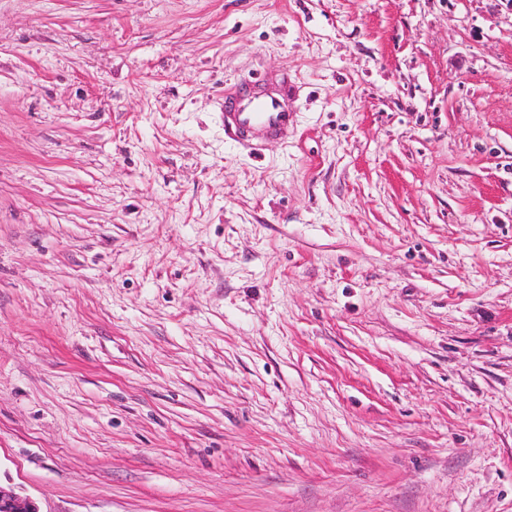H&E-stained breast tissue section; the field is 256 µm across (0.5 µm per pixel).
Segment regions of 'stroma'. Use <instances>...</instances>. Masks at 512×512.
I'll use <instances>...</instances> for the list:
<instances>
[{
  "mask_svg": "<svg viewBox=\"0 0 512 512\" xmlns=\"http://www.w3.org/2000/svg\"><path fill=\"white\" fill-rule=\"evenodd\" d=\"M0 486L512 512V0H0ZM294 112L275 95H238L224 102V135L244 147L278 137L294 122Z\"/></svg>",
  "mask_w": 512,
  "mask_h": 512,
  "instance_id": "stroma-1",
  "label": "stroma"
}]
</instances>
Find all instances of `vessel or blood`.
<instances>
[{"instance_id": "b4317fda", "label": "vessel or blood", "mask_w": 512, "mask_h": 512, "mask_svg": "<svg viewBox=\"0 0 512 512\" xmlns=\"http://www.w3.org/2000/svg\"><path fill=\"white\" fill-rule=\"evenodd\" d=\"M293 122V112L275 95L244 94L224 103L225 135L248 148L280 136Z\"/></svg>"}]
</instances>
